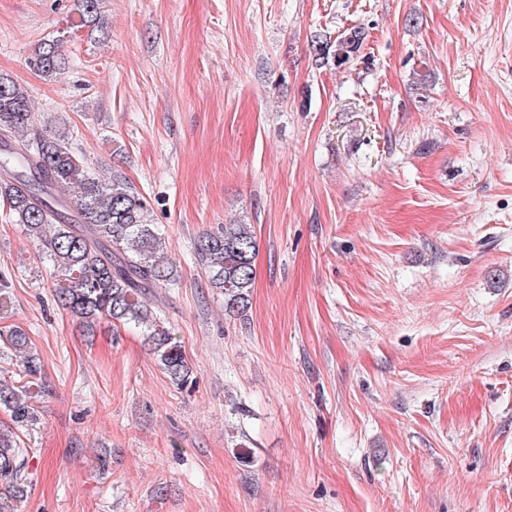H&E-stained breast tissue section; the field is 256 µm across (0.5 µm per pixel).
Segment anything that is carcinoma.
I'll list each match as a JSON object with an SVG mask.
<instances>
[{"label":"carcinoma","mask_w":512,"mask_h":512,"mask_svg":"<svg viewBox=\"0 0 512 512\" xmlns=\"http://www.w3.org/2000/svg\"><path fill=\"white\" fill-rule=\"evenodd\" d=\"M82 22L101 19L103 0H78ZM366 39L360 27L336 41L315 35L316 62L353 61ZM29 68L57 77L65 58L55 38L44 39L27 57ZM0 201L39 247L55 279L58 305L83 331L102 323L143 330L161 369L178 386L191 370L177 336L155 311L154 289L172 286L177 270L161 249L162 233L150 219L147 199L115 170L108 180L90 171L68 137L34 126L27 94L0 73ZM258 244L249 224H219L203 233L194 251L210 287L224 293V308L242 314L250 304ZM19 358L13 381L0 380V512H16L29 488L23 436L36 428L45 392L38 354L19 324L0 329V348Z\"/></svg>","instance_id":"carcinoma-1"}]
</instances>
